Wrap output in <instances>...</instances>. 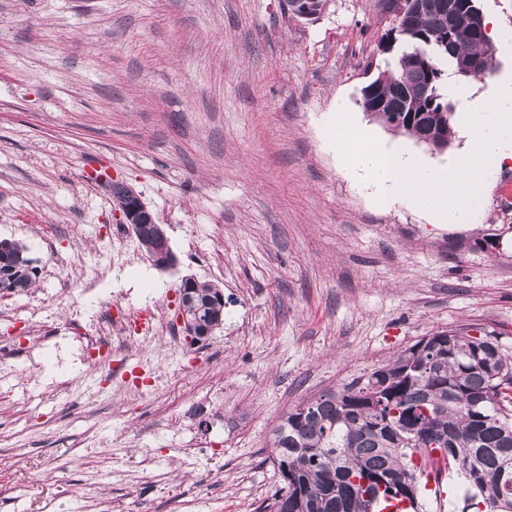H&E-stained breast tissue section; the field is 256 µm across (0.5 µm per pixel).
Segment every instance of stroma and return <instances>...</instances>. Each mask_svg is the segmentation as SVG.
Instances as JSON below:
<instances>
[{"instance_id": "stroma-1", "label": "stroma", "mask_w": 512, "mask_h": 512, "mask_svg": "<svg viewBox=\"0 0 512 512\" xmlns=\"http://www.w3.org/2000/svg\"><path fill=\"white\" fill-rule=\"evenodd\" d=\"M384 0H0V239L36 285L0 296V512H270L289 407L421 337L473 328L512 351V167L482 217L379 208L328 140L334 101L383 140L438 152L363 112ZM108 171L109 180L94 179ZM162 224L156 267L113 184ZM219 285L224 323L170 336L182 279ZM154 310L104 377L106 305Z\"/></svg>"}]
</instances>
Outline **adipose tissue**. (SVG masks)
<instances>
[{
  "mask_svg": "<svg viewBox=\"0 0 512 512\" xmlns=\"http://www.w3.org/2000/svg\"><path fill=\"white\" fill-rule=\"evenodd\" d=\"M454 124L463 140L445 161L428 163L354 123L336 102V155L345 173L378 206L400 205L431 223L472 224L494 175L512 166V78L477 92L470 78L450 77Z\"/></svg>",
  "mask_w": 512,
  "mask_h": 512,
  "instance_id": "1",
  "label": "adipose tissue"
}]
</instances>
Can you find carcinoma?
Masks as SVG:
<instances>
[{
    "mask_svg": "<svg viewBox=\"0 0 512 512\" xmlns=\"http://www.w3.org/2000/svg\"><path fill=\"white\" fill-rule=\"evenodd\" d=\"M432 0L428 10H407L395 19L386 52L392 62L362 89V106L396 133L416 140L432 130L452 135L455 111L448 70L477 58L495 69L487 34H441L444 18ZM424 113L425 124L402 119ZM162 225H140L137 240L159 261ZM27 246L0 240V291L34 287L36 272ZM191 311L205 325H222L218 286L194 281ZM270 457L284 486L274 512H377L410 492L406 512H424L428 480L456 474L470 508L512 512V353L495 336L465 329L436 331L404 348L339 389L302 401L284 412L273 431Z\"/></svg>",
    "mask_w": 512,
    "mask_h": 512,
    "instance_id": "cac0c4a2",
    "label": "carcinoma"
}]
</instances>
